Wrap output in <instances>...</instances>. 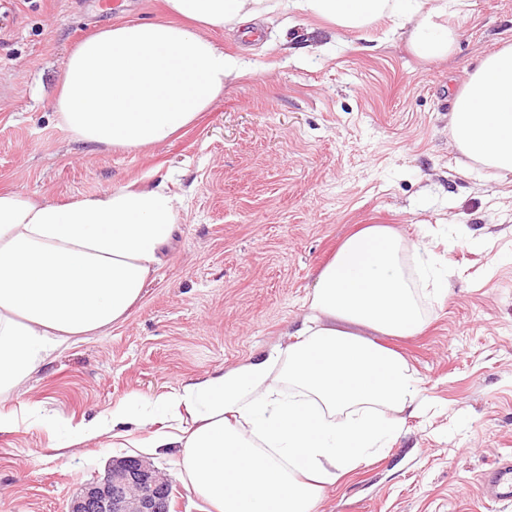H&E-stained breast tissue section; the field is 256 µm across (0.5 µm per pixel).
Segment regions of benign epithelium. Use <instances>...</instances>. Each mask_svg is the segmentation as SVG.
Here are the masks:
<instances>
[{"label":"benign epithelium","instance_id":"7a95c632","mask_svg":"<svg viewBox=\"0 0 512 512\" xmlns=\"http://www.w3.org/2000/svg\"><path fill=\"white\" fill-rule=\"evenodd\" d=\"M172 493L169 480L136 457L113 459L103 478L86 484L68 512H161Z\"/></svg>","mask_w":512,"mask_h":512}]
</instances>
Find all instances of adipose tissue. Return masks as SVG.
<instances>
[{
	"label": "adipose tissue",
	"instance_id": "1",
	"mask_svg": "<svg viewBox=\"0 0 512 512\" xmlns=\"http://www.w3.org/2000/svg\"><path fill=\"white\" fill-rule=\"evenodd\" d=\"M461 0H165L167 19L123 20L66 56L54 101L77 141L112 150L173 140L248 75L211 39L275 15L361 33L397 16L412 51L447 57ZM456 148L512 176V44L486 55L452 97ZM183 199L129 183L63 203L0 189V398L14 395L75 337L122 321L151 284ZM436 255L395 226L344 239L314 276L290 340L146 402L116 405L85 438L142 430L146 448H176L184 482L214 512H317L326 486L380 454L424 404L422 380L384 336H415L423 304L448 294Z\"/></svg>",
	"mask_w": 512,
	"mask_h": 512
}]
</instances>
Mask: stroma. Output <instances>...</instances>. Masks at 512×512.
Masks as SVG:
<instances>
[{
    "label": "stroma",
    "instance_id": "35a3bbf8",
    "mask_svg": "<svg viewBox=\"0 0 512 512\" xmlns=\"http://www.w3.org/2000/svg\"><path fill=\"white\" fill-rule=\"evenodd\" d=\"M454 51L422 60L389 17L336 40L316 19L252 42L215 33L250 75L176 140L114 152L54 116L66 53L117 20L163 18V0H0V188L63 202L130 181L184 199L157 279L122 322L82 336L20 387L40 424L0 434V512H68L109 460L170 478L171 512H204L174 448L86 442L79 425L248 361L283 343L315 271L363 224H391L440 255L448 295L425 330L382 337L428 403L387 450L327 486L318 512H512L479 474L512 455V177L472 171L448 127L452 93L512 43V0H465ZM69 440L66 448L58 440Z\"/></svg>",
    "mask_w": 512,
    "mask_h": 512
}]
</instances>
